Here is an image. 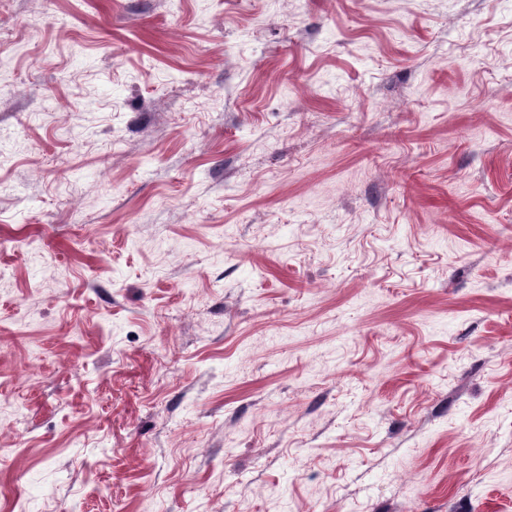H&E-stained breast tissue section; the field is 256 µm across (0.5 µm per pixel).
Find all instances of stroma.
Masks as SVG:
<instances>
[{
    "mask_svg": "<svg viewBox=\"0 0 512 512\" xmlns=\"http://www.w3.org/2000/svg\"><path fill=\"white\" fill-rule=\"evenodd\" d=\"M0 512H512V0H0Z\"/></svg>",
    "mask_w": 512,
    "mask_h": 512,
    "instance_id": "35a3bbf8",
    "label": "stroma"
}]
</instances>
